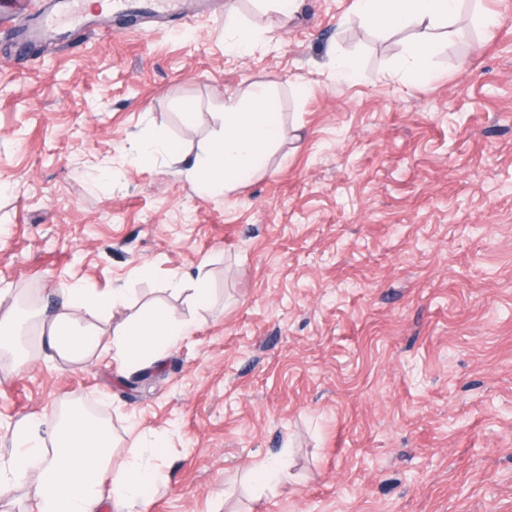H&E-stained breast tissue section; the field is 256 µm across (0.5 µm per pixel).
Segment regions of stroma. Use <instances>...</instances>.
Segmentation results:
<instances>
[{
  "mask_svg": "<svg viewBox=\"0 0 512 512\" xmlns=\"http://www.w3.org/2000/svg\"><path fill=\"white\" fill-rule=\"evenodd\" d=\"M353 2L187 0L98 13L107 38L0 40V307L119 286L83 316L101 334L157 303L195 326L158 367L0 362L1 461L17 423L78 402L114 464L164 443L149 512H512V0H461L427 79L411 32ZM258 84L283 135L232 192L137 163L158 128L202 152ZM198 271L204 305L171 287Z\"/></svg>",
  "mask_w": 512,
  "mask_h": 512,
  "instance_id": "1",
  "label": "stroma"
}]
</instances>
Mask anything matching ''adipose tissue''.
<instances>
[{
  "instance_id": "adipose-tissue-1",
  "label": "adipose tissue",
  "mask_w": 512,
  "mask_h": 512,
  "mask_svg": "<svg viewBox=\"0 0 512 512\" xmlns=\"http://www.w3.org/2000/svg\"><path fill=\"white\" fill-rule=\"evenodd\" d=\"M460 0H355L354 7L370 25L407 28L421 25L431 31L449 27ZM272 98L261 86L243 102L224 106V134L196 157L186 172L205 192H227L256 171L282 128L270 110ZM126 302L123 289L92 293L75 286L64 301L42 315L41 341L59 358L80 363L97 352L113 353L121 366L161 362L169 349L191 331L188 321L168 308H149L102 340L81 312L104 313ZM13 450L0 467V495L37 476L34 512H147L144 489L155 472L143 458L161 456V443L152 448L132 444L121 466L112 464V431L82 408L69 411L55 428L45 448L35 422H20L13 435Z\"/></svg>"
}]
</instances>
